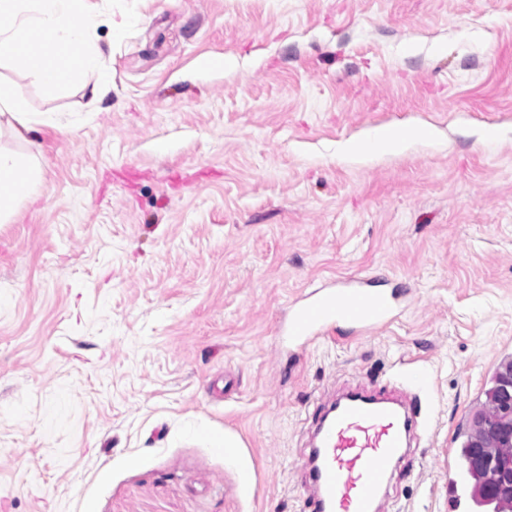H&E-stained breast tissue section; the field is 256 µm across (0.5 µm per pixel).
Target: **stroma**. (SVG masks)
I'll return each instance as SVG.
<instances>
[{"label":"stroma","mask_w":512,"mask_h":512,"mask_svg":"<svg viewBox=\"0 0 512 512\" xmlns=\"http://www.w3.org/2000/svg\"><path fill=\"white\" fill-rule=\"evenodd\" d=\"M92 2L102 102L0 62L57 120L0 127L41 168L0 223V512H301L316 400L410 367L424 429L388 512H450L512 357V0ZM413 122L440 139L338 156ZM349 277L402 292L386 326L277 343ZM505 371H512V357L504 359L496 368L493 385L489 388L485 395L486 400L482 407L475 413L473 417L472 427L467 434L466 440L463 442L460 454V470L465 477L472 482V497L478 505L485 506L488 501H495L492 512H512V498L503 499L499 495L487 493L484 489L482 481V472L477 468L472 445L481 434V426L484 421L493 419L498 415V407L494 401L496 388L501 374Z\"/></svg>","instance_id":"35a3bbf8"}]
</instances>
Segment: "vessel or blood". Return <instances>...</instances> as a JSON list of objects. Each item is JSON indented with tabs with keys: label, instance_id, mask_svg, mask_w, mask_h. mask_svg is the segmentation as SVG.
Instances as JSON below:
<instances>
[{
	"label": "vessel or blood",
	"instance_id": "obj_1",
	"mask_svg": "<svg viewBox=\"0 0 512 512\" xmlns=\"http://www.w3.org/2000/svg\"><path fill=\"white\" fill-rule=\"evenodd\" d=\"M397 306L394 292L340 279L291 304L281 341L303 347L342 326L368 335L386 324ZM402 381L400 398L357 388L319 414L305 468L312 487L305 512H382L391 474L420 426L415 399L422 375L412 369Z\"/></svg>",
	"mask_w": 512,
	"mask_h": 512
}]
</instances>
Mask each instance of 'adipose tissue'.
<instances>
[{"label":"adipose tissue","mask_w":512,"mask_h":512,"mask_svg":"<svg viewBox=\"0 0 512 512\" xmlns=\"http://www.w3.org/2000/svg\"><path fill=\"white\" fill-rule=\"evenodd\" d=\"M88 0H0V60L34 62V72L47 89L64 86L69 79V63L94 75L93 97L109 89L102 68V54L90 41L95 17ZM0 118L6 119L19 136L36 126L49 124V114L30 112L13 94L0 88ZM422 124L391 128L380 127L363 137L346 141L342 155L351 160L370 156L379 148L400 152L414 141L427 138ZM41 170L32 157L0 149V220L8 218L14 207L36 192Z\"/></svg>","instance_id":"ef3b65f1"}]
</instances>
